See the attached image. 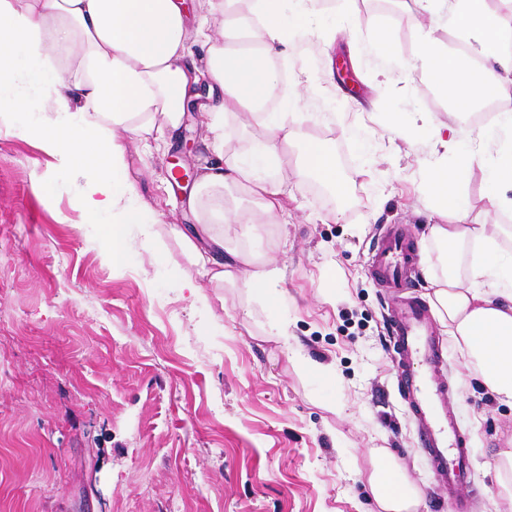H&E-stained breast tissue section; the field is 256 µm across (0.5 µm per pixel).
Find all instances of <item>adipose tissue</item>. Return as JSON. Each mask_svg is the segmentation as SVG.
Masks as SVG:
<instances>
[{"mask_svg":"<svg viewBox=\"0 0 512 512\" xmlns=\"http://www.w3.org/2000/svg\"><path fill=\"white\" fill-rule=\"evenodd\" d=\"M448 21L465 46L448 52L436 28L417 29V57L426 78L450 98L449 121L431 127L435 145L452 152V164L431 163L422 192L441 220L426 225L420 241L429 302L459 352L497 401L512 405V225L473 224L470 203L458 192L475 159L487 157L484 179L492 205L512 211V113L494 124L450 132L478 102L512 87V20L488 0H427ZM217 31H189L186 0H0V99L15 79L14 58L24 52L37 64V83L46 112L31 117L28 129L53 157L56 167L75 170L89 182L80 211L112 226L108 257L121 264L125 227L143 225L144 243L161 238L160 216L145 208L125 178L124 134L148 138L177 131L186 102L200 82L213 92L198 107L213 135L216 161L206 167L189 198L198 223L234 226L246 236L255 225L278 223L283 211V171L309 177L334 195L345 183L322 141L301 132L303 112L313 98L300 80L283 81L281 58L295 53L313 31L321 0H207ZM197 37L203 51L189 44ZM259 129L246 154L224 148L229 117ZM299 146L295 162L288 149ZM244 190L252 211L220 202L225 190ZM181 245L215 283L240 281L251 291L273 289L282 271L245 250L226 261L189 235ZM370 492L380 512H417L419 498L387 453L373 461Z\"/></svg>","mask_w":512,"mask_h":512,"instance_id":"adipose-tissue-1","label":"adipose tissue"}]
</instances>
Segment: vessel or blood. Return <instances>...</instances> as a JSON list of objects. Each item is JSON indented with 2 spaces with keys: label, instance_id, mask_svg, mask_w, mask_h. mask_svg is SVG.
<instances>
[{
  "label": "vessel or blood",
  "instance_id": "b4317fda",
  "mask_svg": "<svg viewBox=\"0 0 512 512\" xmlns=\"http://www.w3.org/2000/svg\"><path fill=\"white\" fill-rule=\"evenodd\" d=\"M418 251L400 225H383L371 247L367 272L387 307V333L407 415L438 485L453 498L469 470V439L458 429L448 383L438 376L444 359L431 311L407 292Z\"/></svg>",
  "mask_w": 512,
  "mask_h": 512
}]
</instances>
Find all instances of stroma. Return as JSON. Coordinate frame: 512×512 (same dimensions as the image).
<instances>
[{"label": "stroma", "mask_w": 512, "mask_h": 512, "mask_svg": "<svg viewBox=\"0 0 512 512\" xmlns=\"http://www.w3.org/2000/svg\"><path fill=\"white\" fill-rule=\"evenodd\" d=\"M431 22L415 0H325L315 34L282 59L285 77L304 80L343 60L362 90L316 97L315 115L333 120L302 123L335 156L346 191L289 179L286 225H260L252 243L284 271L270 303L240 284L217 287L171 235L145 247L137 224L112 265L107 227L76 208L85 180L52 169L21 127H0V512H377L369 475L379 450L406 471L418 512H456L405 414L384 300L366 271L379 226L405 225L417 241L433 215L419 189L426 131L383 126L389 112L448 118L449 101L416 63L414 33ZM379 27L401 62L387 79L370 52ZM358 122L370 144L351 136ZM207 138L193 117L156 149L125 138L140 203L199 240L193 188L172 161L184 156L200 176ZM459 191L472 223L512 225V211L490 203L481 166ZM278 323L287 335H272ZM443 355L470 439L468 512H512L495 469L512 443V408L451 347ZM305 356L328 376L306 373Z\"/></svg>", "instance_id": "35a3bbf8"}]
</instances>
